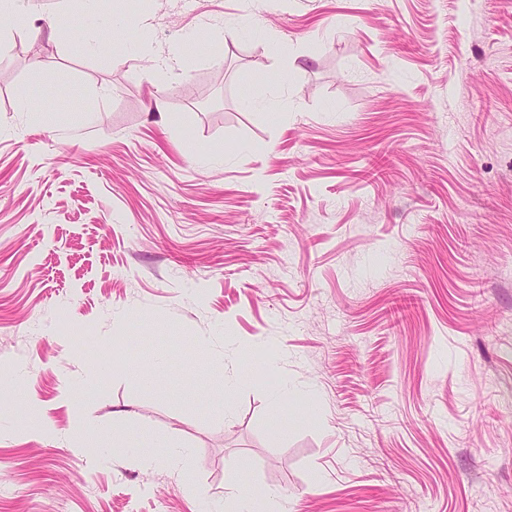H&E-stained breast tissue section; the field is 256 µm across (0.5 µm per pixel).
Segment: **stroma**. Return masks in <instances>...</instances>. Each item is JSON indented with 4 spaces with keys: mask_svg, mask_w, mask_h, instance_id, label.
<instances>
[{
    "mask_svg": "<svg viewBox=\"0 0 512 512\" xmlns=\"http://www.w3.org/2000/svg\"><path fill=\"white\" fill-rule=\"evenodd\" d=\"M0 479V512H512V0L0 17ZM141 467L153 470L158 467L168 468L178 473L182 478H189L193 469L190 453L185 448L171 449L163 456L144 451L140 455ZM277 499L275 492L268 491L262 495L231 493L224 500L225 512H268L265 504Z\"/></svg>",
    "mask_w": 512,
    "mask_h": 512,
    "instance_id": "stroma-1",
    "label": "stroma"
}]
</instances>
